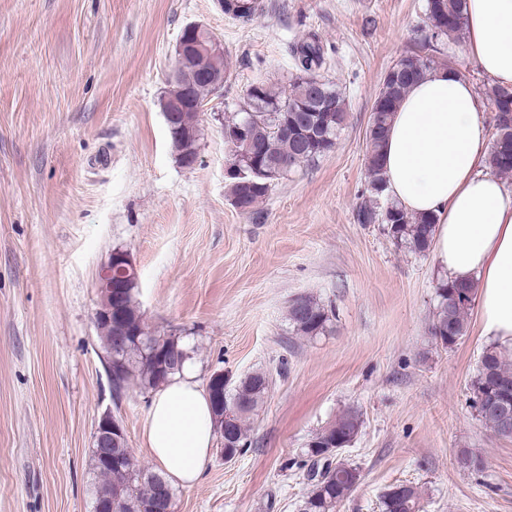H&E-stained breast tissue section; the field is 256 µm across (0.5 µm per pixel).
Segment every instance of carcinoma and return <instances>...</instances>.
I'll use <instances>...</instances> for the list:
<instances>
[{
  "mask_svg": "<svg viewBox=\"0 0 512 512\" xmlns=\"http://www.w3.org/2000/svg\"><path fill=\"white\" fill-rule=\"evenodd\" d=\"M268 9L265 4L248 0L234 10V18L250 21ZM466 0H426L424 19L417 35L406 46L395 66V72L383 77L368 121L366 178L356 206L360 224H381L392 241L415 254H426L433 244L434 218L411 214L396 202L379 205L385 193L384 175L379 152L394 112L410 86L423 79L438 66L454 67L444 57V40L460 38L465 22ZM295 77L290 91H282L264 81L249 84L244 92L243 107L224 118V143L231 163L251 166L258 175L242 183L230 178L227 193L230 201L241 202L246 212H253L267 196L274 182L303 164L311 163L331 152L338 132L347 118V102L334 82L324 76L326 58L316 38L302 41L293 49ZM189 63L200 71H218L229 75L230 62L223 56L213 60L197 55ZM210 90L197 83L186 90L173 79L167 96L184 95L201 102ZM495 135L505 134L507 144L493 149L488 167L497 176H512V126L503 131L501 120L512 116V86H494L489 92ZM202 135L197 109L188 107L169 130L171 147L178 164L199 156ZM137 283H131L123 302L120 326L100 322L96 325L106 353V371L115 398H121L131 387L142 393L154 391L171 376L180 372L183 363L162 369L164 359L177 349L185 348L178 336L160 333L145 322L136 301ZM436 294L438 311L431 325V336L441 345L452 348L467 334L470 310L475 299L474 288L453 280L441 281ZM288 322L297 336L316 337L327 331L333 312L309 295L294 299L288 306ZM210 390L224 394V402L242 407L243 414L229 430L227 454L241 455L248 447L251 420L263 404L269 381L265 372L254 371L238 380L228 375L210 376ZM470 400L479 419L498 433L504 415L512 416V363L505 354L491 347L483 351L477 372L470 385ZM363 420L355 408L346 409L333 422L320 429L306 455L316 468L309 476L310 488L301 512H336L357 488L361 478L359 467L342 458L341 449L351 447L361 432ZM93 503L108 494L117 499L116 508L123 512H154L161 475L141 466L132 449L121 442L112 448V461L99 458L97 448L91 450ZM457 464L475 470L481 464L479 455L462 448ZM421 492L413 484H393L381 494L382 512H420Z\"/></svg>",
  "mask_w": 512,
  "mask_h": 512,
  "instance_id": "carcinoma-1",
  "label": "carcinoma"
}]
</instances>
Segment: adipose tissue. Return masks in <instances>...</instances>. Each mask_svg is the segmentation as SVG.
Here are the masks:
<instances>
[{
    "label": "adipose tissue",
    "instance_id": "adipose-tissue-1",
    "mask_svg": "<svg viewBox=\"0 0 512 512\" xmlns=\"http://www.w3.org/2000/svg\"><path fill=\"white\" fill-rule=\"evenodd\" d=\"M467 54L493 84L512 85V0H467ZM485 105L445 66L406 92L380 154L387 190L436 218L434 253L449 279L472 284L483 330L512 348V186L490 173ZM209 397L193 362L154 392L143 431L172 485L198 482L214 443Z\"/></svg>",
    "mask_w": 512,
    "mask_h": 512
}]
</instances>
